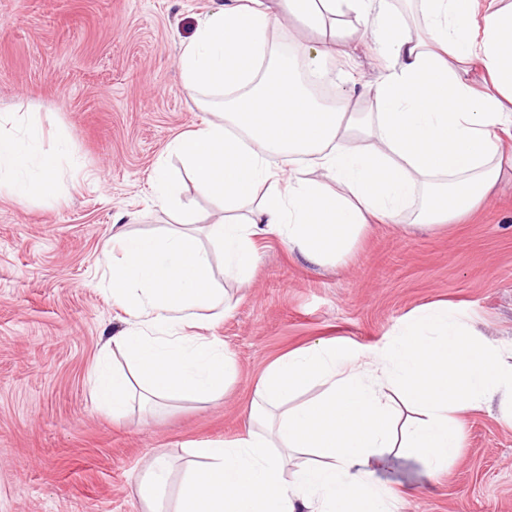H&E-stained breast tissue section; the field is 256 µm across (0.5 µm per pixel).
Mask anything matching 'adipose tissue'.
<instances>
[{
  "instance_id": "ef3b65f1",
  "label": "adipose tissue",
  "mask_w": 512,
  "mask_h": 512,
  "mask_svg": "<svg viewBox=\"0 0 512 512\" xmlns=\"http://www.w3.org/2000/svg\"><path fill=\"white\" fill-rule=\"evenodd\" d=\"M224 0L179 46L189 93L218 97L222 116L169 145L225 216L206 237L181 208L176 176L155 170V200L181 225L116 231L101 260L112 302L128 316L112 346L128 368L96 362L97 408L221 398L233 356L197 329L233 305L214 286L211 248L225 275L247 277L253 242L277 236L316 266L341 262L366 225L436 226L468 214L512 170V0H415L418 27L398 0ZM369 25L389 65L352 81L341 107L319 105L303 79L330 76L338 20ZM303 22L305 49H276L270 33ZM67 142L44 148L34 118L0 120V190L52 200ZM314 398L306 393L313 387ZM499 401L512 418V356L472 322L427 307L363 353L322 342L271 363L257 383L247 431L192 448L179 486L154 457L138 492L146 512H400L403 491L382 482L391 454L428 474L462 446L461 414Z\"/></svg>"
}]
</instances>
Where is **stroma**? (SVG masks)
<instances>
[{"instance_id":"35a3bbf8","label":"stroma","mask_w":512,"mask_h":512,"mask_svg":"<svg viewBox=\"0 0 512 512\" xmlns=\"http://www.w3.org/2000/svg\"><path fill=\"white\" fill-rule=\"evenodd\" d=\"M218 0H0V115L34 114L45 145L64 140L52 201L0 192V512H144L136 485L156 455L180 479L189 448L240 437L262 372L318 341L369 349L427 305L512 343V171L465 219L426 228L372 224L337 266L320 268L277 237L257 239L244 280L216 285L234 303L209 332L236 374L214 402L132 410L94 406L89 371L125 326L100 262L112 226L177 223L153 199L157 163L205 223L220 217L167 152L209 114L183 88L178 46ZM337 68L372 79L383 60L370 32L344 22ZM463 447L432 479L392 458L380 476L412 489L401 512H512V421L498 404L467 412Z\"/></svg>"}]
</instances>
